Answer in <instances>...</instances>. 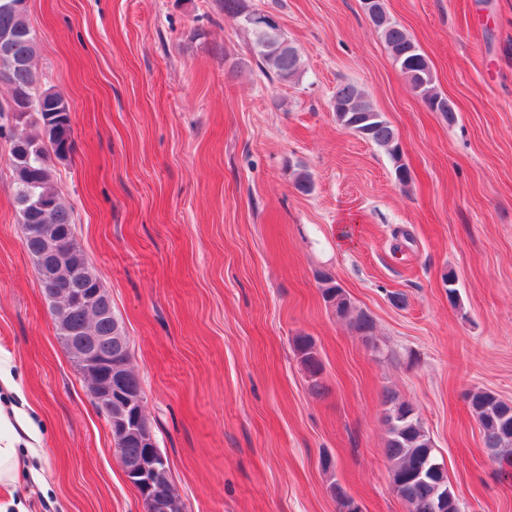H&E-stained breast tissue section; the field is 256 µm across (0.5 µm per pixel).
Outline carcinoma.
<instances>
[{
    "mask_svg": "<svg viewBox=\"0 0 512 512\" xmlns=\"http://www.w3.org/2000/svg\"><path fill=\"white\" fill-rule=\"evenodd\" d=\"M249 5L247 0H222L225 17L246 29L252 36L251 52L260 70L272 80L288 83L300 78L301 59L294 46L279 49L282 32L270 38H261L257 31L244 22ZM381 35L401 73L413 90L431 111H439L455 119L448 99L438 92L434 77L419 78L416 72L429 64L414 40L405 29L393 21L386 12L374 24ZM0 40L10 44L7 53H0V82L11 87V96L27 100L32 112L23 125H36L40 133L32 134L18 126L5 127L0 124V137L9 142V167L11 171L14 200L17 204L20 223L37 225L33 233H25V246L32 261H37L47 243L55 244V279L47 282L39 279L43 289L59 286L74 293H85L102 287L99 275L80 248L73 232V219L55 178L52 158H64V150L72 141L70 115L62 111L68 105L61 95L37 90L33 59L36 41L27 13H13L0 8ZM337 123L363 139L383 148L394 162L397 181L405 185L411 175L401 163L399 138L394 128L367 98L365 92L354 83H343L336 88L331 102ZM32 194L42 200L44 206L29 211L22 206L25 195ZM322 296L336 314L348 322L351 329L376 351L374 340L375 323L372 316L356 308L341 285L328 275H321ZM55 322L57 336L63 335L66 327L80 328L88 324L93 335L104 339L120 336L123 352L120 355V370L126 374L128 387L133 392L142 391L137 375L130 367L128 337L114 311L95 319L84 308H58L50 310ZM294 348L300 362L311 380V390L319 395L324 386L321 382L323 364L313 340L308 336L294 339ZM470 413L479 426L484 447L490 459L498 464L512 465V402H507L494 393L477 390L467 395ZM385 420L388 426L386 457L391 463L390 476L393 492L409 505V512H435V506L446 505L444 512H461L459 499L448 484L447 474L420 473L426 460L437 461L433 444L415 410L409 402L392 393L385 396ZM143 449L134 441L115 449L121 463H133Z\"/></svg>",
    "mask_w": 512,
    "mask_h": 512,
    "instance_id": "carcinoma-1",
    "label": "carcinoma"
}]
</instances>
